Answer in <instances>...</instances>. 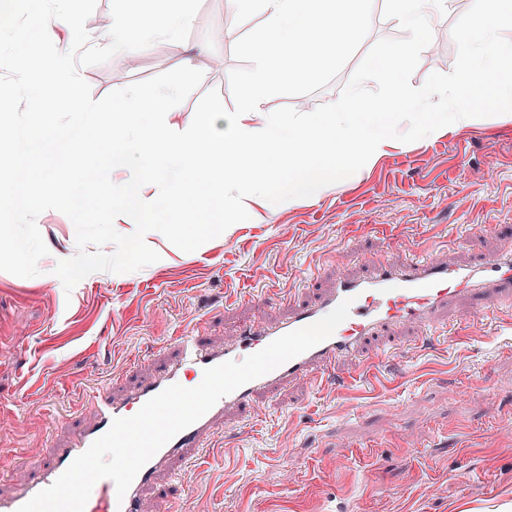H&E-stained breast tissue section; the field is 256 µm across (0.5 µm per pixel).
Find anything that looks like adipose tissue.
I'll return each instance as SVG.
<instances>
[{"mask_svg": "<svg viewBox=\"0 0 512 512\" xmlns=\"http://www.w3.org/2000/svg\"><path fill=\"white\" fill-rule=\"evenodd\" d=\"M190 22L191 14L185 0H168L167 8L158 17L145 14L140 0H125V7L105 43L109 49L131 57L138 54L145 40L151 37L178 43L180 32Z\"/></svg>", "mask_w": 512, "mask_h": 512, "instance_id": "ef3b65f1", "label": "adipose tissue"}]
</instances>
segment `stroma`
<instances>
[{
    "mask_svg": "<svg viewBox=\"0 0 512 512\" xmlns=\"http://www.w3.org/2000/svg\"><path fill=\"white\" fill-rule=\"evenodd\" d=\"M471 4L449 0L435 18L434 70L452 71L451 28ZM187 7L182 39L192 55L156 38L136 64L120 53L80 68L93 99L187 61L204 78L169 124L184 128L212 89L233 108V49L263 18L236 23L227 0ZM216 28L219 43L210 40ZM245 206L248 220L230 226L223 243L185 253L151 232L158 262L92 273L70 293L54 269L76 255L75 227L54 209L38 216L48 248L39 275L0 271L1 492L50 463L61 438L52 418L78 431L91 416L86 391L133 386L171 358L187 323L220 345L243 323L285 318L337 277L366 274L372 259L465 264L511 251L512 120L475 118L432 139L397 141L314 199L273 205L251 196ZM473 307L459 297L432 331L392 326L384 341L400 355L371 374L260 393L252 420L227 414L211 450L146 501L162 496L181 512H512V300L490 303L485 334L471 324Z\"/></svg>",
    "mask_w": 512,
    "mask_h": 512,
    "instance_id": "obj_1",
    "label": "stroma"
}]
</instances>
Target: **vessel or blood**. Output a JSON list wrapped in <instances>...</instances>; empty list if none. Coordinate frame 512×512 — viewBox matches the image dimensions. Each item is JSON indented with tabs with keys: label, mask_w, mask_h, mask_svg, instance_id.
Segmentation results:
<instances>
[{
	"label": "vessel or blood",
	"mask_w": 512,
	"mask_h": 512,
	"mask_svg": "<svg viewBox=\"0 0 512 512\" xmlns=\"http://www.w3.org/2000/svg\"><path fill=\"white\" fill-rule=\"evenodd\" d=\"M364 276L337 278L333 288L313 302L292 307L287 317L273 325L249 322L239 327L233 341L216 348L200 336L195 324H186L173 341L174 359L165 362L149 378L140 381L122 397L108 391L88 393L92 420L70 434L63 447L51 449L49 465L39 469L11 492H0V512H17L35 494L49 487L81 453L104 435L114 419L134 415L142 405L170 385L190 387L192 378L202 377L206 368L240 361L278 337L310 325L327 315L344 300H351L350 314L333 335L271 372L222 397L205 415L181 431L141 468L125 496H117L112 480H99L93 487L85 512H144V492L157 485L163 475L174 472L176 462H192L207 447L217 422L225 412L252 408L259 393L288 382L307 378L322 385L339 371L345 358L361 357V370L374 368L380 361L397 357V350H384L366 357L370 339L382 336L399 323L433 328L439 312L457 297H473L477 318H484L487 291L512 293V255L485 256L470 264L453 265L420 260L405 267L373 260Z\"/></svg>",
	"instance_id": "b4317fda"
}]
</instances>
